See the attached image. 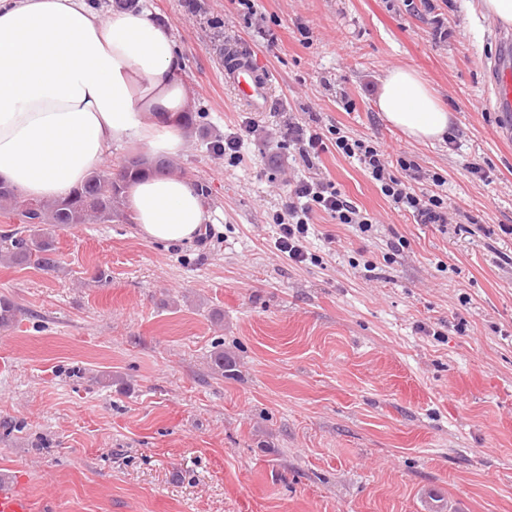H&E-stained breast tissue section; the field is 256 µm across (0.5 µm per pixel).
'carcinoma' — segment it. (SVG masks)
Here are the masks:
<instances>
[{
    "mask_svg": "<svg viewBox=\"0 0 512 512\" xmlns=\"http://www.w3.org/2000/svg\"><path fill=\"white\" fill-rule=\"evenodd\" d=\"M173 164L164 159L149 161L142 156L127 160L117 172L106 168L92 171L85 182L67 196L50 202H38L29 210V199L13 189L0 185V205L22 230L0 237V256L13 264L33 265L43 270L59 267L56 258L55 233L72 224H107L114 221L131 223L123 209L127 186L152 173H172ZM19 313L18 306L7 297H0V329L10 327ZM212 369L217 373L233 367L234 359L216 346L210 354Z\"/></svg>",
    "mask_w": 512,
    "mask_h": 512,
    "instance_id": "1",
    "label": "carcinoma"
}]
</instances>
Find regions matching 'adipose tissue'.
Wrapping results in <instances>:
<instances>
[{"mask_svg": "<svg viewBox=\"0 0 512 512\" xmlns=\"http://www.w3.org/2000/svg\"><path fill=\"white\" fill-rule=\"evenodd\" d=\"M171 31L145 10L88 0H0V183L23 196H67L104 167L110 147L174 157L192 106ZM377 106L419 142L447 136L452 114L410 68L387 72ZM139 236L193 243L208 214L193 183L147 175L126 190Z\"/></svg>", "mask_w": 512, "mask_h": 512, "instance_id": "ef3b65f1", "label": "adipose tissue"}]
</instances>
